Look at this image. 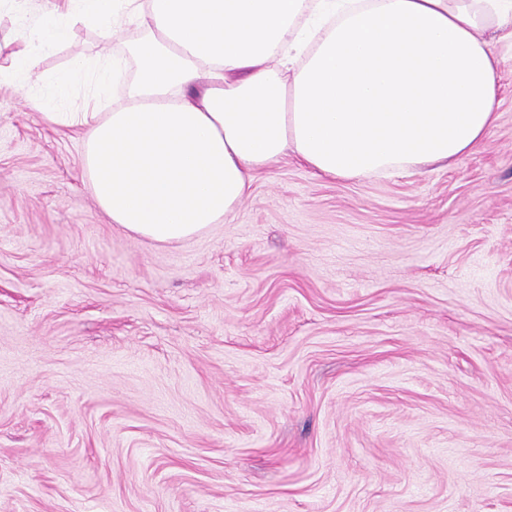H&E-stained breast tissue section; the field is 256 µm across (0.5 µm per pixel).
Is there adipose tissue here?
<instances>
[{"label": "adipose tissue", "instance_id": "obj_1", "mask_svg": "<svg viewBox=\"0 0 512 512\" xmlns=\"http://www.w3.org/2000/svg\"><path fill=\"white\" fill-rule=\"evenodd\" d=\"M25 47L0 82L33 75L65 21L103 36L136 18L137 64L112 111L99 57L73 55L60 99L87 85L80 172L111 223L159 243L232 216L257 171L291 156L358 180L477 151L498 120L496 46L512 0H64L14 13Z\"/></svg>", "mask_w": 512, "mask_h": 512}]
</instances>
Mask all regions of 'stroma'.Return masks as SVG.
Listing matches in <instances>:
<instances>
[{
  "label": "stroma",
  "mask_w": 512,
  "mask_h": 512,
  "mask_svg": "<svg viewBox=\"0 0 512 512\" xmlns=\"http://www.w3.org/2000/svg\"><path fill=\"white\" fill-rule=\"evenodd\" d=\"M101 40L0 83V512H512V47L455 166L288 157L162 245L48 118Z\"/></svg>",
  "instance_id": "1"
}]
</instances>
